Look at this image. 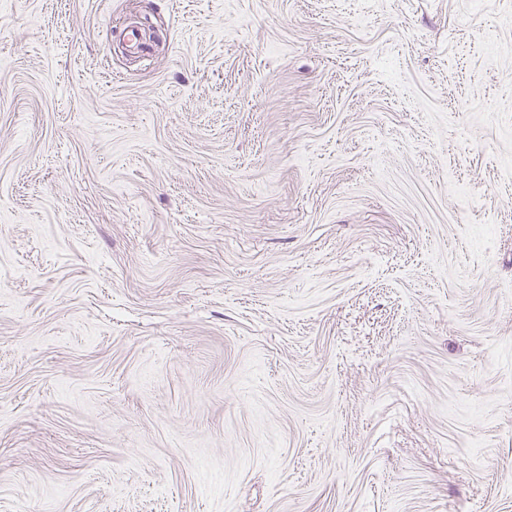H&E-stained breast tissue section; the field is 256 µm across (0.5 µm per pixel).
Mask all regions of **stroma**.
Returning <instances> with one entry per match:
<instances>
[{
	"label": "stroma",
	"mask_w": 512,
	"mask_h": 512,
	"mask_svg": "<svg viewBox=\"0 0 512 512\" xmlns=\"http://www.w3.org/2000/svg\"><path fill=\"white\" fill-rule=\"evenodd\" d=\"M0 512H512V0H0Z\"/></svg>",
	"instance_id": "35a3bbf8"
}]
</instances>
